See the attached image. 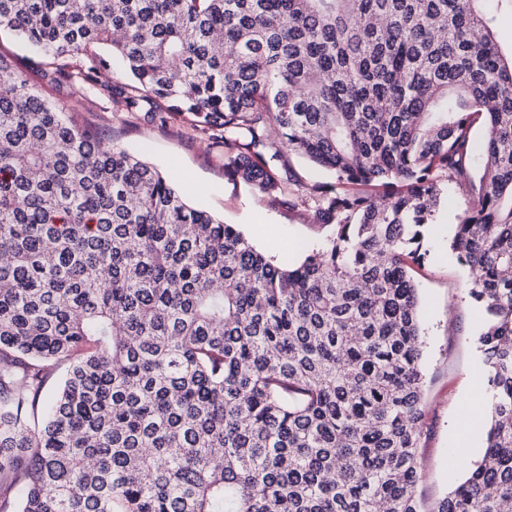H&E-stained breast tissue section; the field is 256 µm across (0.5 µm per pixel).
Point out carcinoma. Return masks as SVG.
<instances>
[{
	"mask_svg": "<svg viewBox=\"0 0 512 512\" xmlns=\"http://www.w3.org/2000/svg\"><path fill=\"white\" fill-rule=\"evenodd\" d=\"M482 2L0 0L44 77L97 85L109 48L112 104L223 133L231 175L335 227L273 264L0 54V512H426L413 272L446 186L489 396L482 459L433 512H504L512 62ZM287 160L297 171L302 181L308 185L317 182H334L335 177L331 173L313 166L305 159L294 154L286 153Z\"/></svg>",
	"mask_w": 512,
	"mask_h": 512,
	"instance_id": "obj_1",
	"label": "carcinoma"
}]
</instances>
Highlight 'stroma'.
Returning <instances> with one entry per match:
<instances>
[{"instance_id": "stroma-1", "label": "stroma", "mask_w": 512, "mask_h": 512, "mask_svg": "<svg viewBox=\"0 0 512 512\" xmlns=\"http://www.w3.org/2000/svg\"><path fill=\"white\" fill-rule=\"evenodd\" d=\"M0 54L14 59L50 101L79 113L105 145L152 163L192 204L233 225L275 263L296 264L333 234V226L315 223L306 208L274 203L251 184L226 175L223 143L180 119L150 122L142 113L113 106L100 88L79 81L49 83L34 49L12 34L0 35ZM464 208L458 192L448 190L426 235L423 265L414 275L425 352L426 428L419 448L418 493L426 512H432L452 481L468 475L485 446L482 427L473 428L467 440L457 435L461 402L488 393L477 344L479 322L464 290L467 272L449 250Z\"/></svg>"}]
</instances>
